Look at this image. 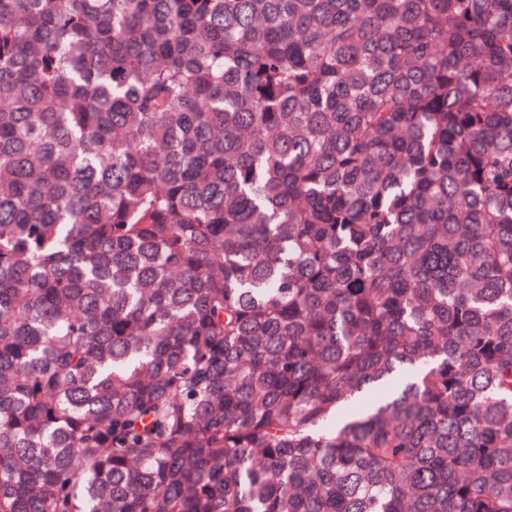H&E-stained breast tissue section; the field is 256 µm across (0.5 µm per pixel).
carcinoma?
<instances>
[{
  "mask_svg": "<svg viewBox=\"0 0 512 512\" xmlns=\"http://www.w3.org/2000/svg\"><path fill=\"white\" fill-rule=\"evenodd\" d=\"M0 512H512V0H0Z\"/></svg>",
  "mask_w": 512,
  "mask_h": 512,
  "instance_id": "1",
  "label": "carcinoma"
}]
</instances>
